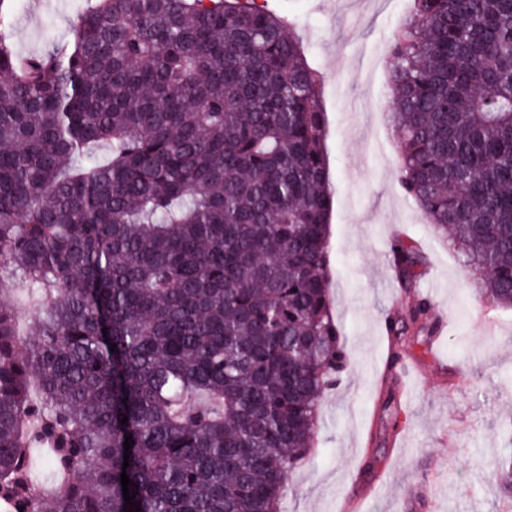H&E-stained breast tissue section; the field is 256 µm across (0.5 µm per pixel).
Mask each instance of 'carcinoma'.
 <instances>
[{
	"label": "carcinoma",
	"instance_id": "obj_1",
	"mask_svg": "<svg viewBox=\"0 0 512 512\" xmlns=\"http://www.w3.org/2000/svg\"><path fill=\"white\" fill-rule=\"evenodd\" d=\"M390 51L398 186L512 307V0H413ZM325 138L255 0H91L25 59L0 32V512H127L123 472L141 512H280L347 362ZM432 314L387 315L389 370Z\"/></svg>",
	"mask_w": 512,
	"mask_h": 512
}]
</instances>
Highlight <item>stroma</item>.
Segmentation results:
<instances>
[{"label": "stroma", "instance_id": "1", "mask_svg": "<svg viewBox=\"0 0 512 512\" xmlns=\"http://www.w3.org/2000/svg\"><path fill=\"white\" fill-rule=\"evenodd\" d=\"M86 0H16L7 32L26 56L71 34ZM409 0H287L279 13L322 75L325 150L335 188L330 226L334 314L347 370L326 394L312 459L291 476L283 512H343L359 484L375 485L364 512H503L489 480L512 455V309L489 307L468 275L466 255L427 220L396 181L394 124L379 126L375 104L391 98V59L375 62L407 14ZM405 228L426 255L417 292L436 284L434 306L447 324L438 345L411 344L412 384L399 424L381 403L387 384L384 319L398 303L389 245ZM499 337L486 344L482 317Z\"/></svg>", "mask_w": 512, "mask_h": 512}]
</instances>
